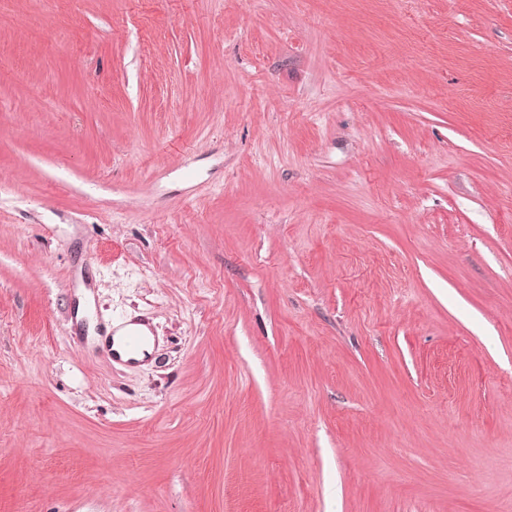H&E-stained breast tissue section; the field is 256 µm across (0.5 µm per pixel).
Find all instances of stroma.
Wrapping results in <instances>:
<instances>
[{"label": "stroma", "mask_w": 512, "mask_h": 512, "mask_svg": "<svg viewBox=\"0 0 512 512\" xmlns=\"http://www.w3.org/2000/svg\"><path fill=\"white\" fill-rule=\"evenodd\" d=\"M0 53V512H512V0H11Z\"/></svg>", "instance_id": "obj_1"}]
</instances>
